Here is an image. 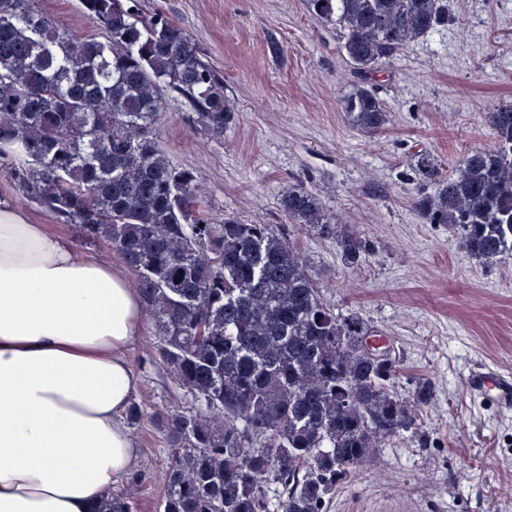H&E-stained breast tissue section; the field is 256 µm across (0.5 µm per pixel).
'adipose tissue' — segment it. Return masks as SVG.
I'll return each mask as SVG.
<instances>
[{"mask_svg":"<svg viewBox=\"0 0 512 512\" xmlns=\"http://www.w3.org/2000/svg\"><path fill=\"white\" fill-rule=\"evenodd\" d=\"M126 270L0 200V512H90L136 467Z\"/></svg>","mask_w":512,"mask_h":512,"instance_id":"1","label":"adipose tissue"}]
</instances>
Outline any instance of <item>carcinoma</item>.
Returning <instances> with one entry per match:
<instances>
[{
	"label": "carcinoma",
	"instance_id": "1",
	"mask_svg": "<svg viewBox=\"0 0 512 512\" xmlns=\"http://www.w3.org/2000/svg\"><path fill=\"white\" fill-rule=\"evenodd\" d=\"M305 2L336 24L356 78L347 119L367 133L392 125L369 76L448 24L447 0ZM35 3L0 0V164L80 242L105 243L135 273L158 360L199 402L157 416L173 448L159 512H271L270 481L283 486L278 512H323L382 442L417 432L429 386L398 394V360L365 351L371 326L326 303L287 238L201 210L194 173L170 162L153 126L171 92L211 136L224 134L234 107L182 27L138 13L137 0H80L105 35L77 36ZM486 122L493 145L466 151L448 176L434 180V159L420 156L433 192L414 206L489 263L512 256V109ZM280 206L289 223L335 241L350 269L373 252L303 186ZM134 508L129 490L92 512Z\"/></svg>",
	"mask_w": 512,
	"mask_h": 512
}]
</instances>
